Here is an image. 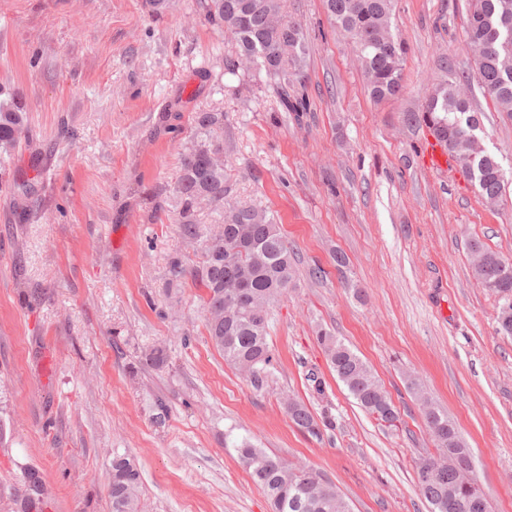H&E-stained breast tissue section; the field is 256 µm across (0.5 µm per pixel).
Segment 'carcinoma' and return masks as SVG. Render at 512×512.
Here are the masks:
<instances>
[{
  "instance_id": "carcinoma-1",
  "label": "carcinoma",
  "mask_w": 512,
  "mask_h": 512,
  "mask_svg": "<svg viewBox=\"0 0 512 512\" xmlns=\"http://www.w3.org/2000/svg\"><path fill=\"white\" fill-rule=\"evenodd\" d=\"M465 5L463 48L474 61L478 84L498 111L512 117V43L503 42L512 32V0H465ZM324 6L331 24L350 34L361 52L371 97L383 101L399 94L407 49L392 31L394 0H324ZM195 11L235 40L236 54L224 58L226 73L238 74L240 59L247 58L254 65L250 73L272 89L281 111L297 119L310 111L304 72L308 37L301 23L286 15L284 0H195ZM467 79L466 71L445 67L444 78L428 92L421 110L406 113L405 120L425 126L482 197L499 198L504 189L500 164L495 155L475 150L481 129L478 112L456 90ZM26 124L22 96L13 90L0 100V154L16 149ZM195 128L199 142L182 155L175 188L178 224L185 238L200 237L198 213L205 204L217 214L218 230L205 236L201 265L190 269L175 254L169 275L176 281L189 275L205 290L210 342L226 364L259 387L273 365L268 342L271 309L293 283L295 253L269 211L228 202L224 113H196ZM468 250L475 278L497 297V332L512 338V264L478 239L469 242ZM317 340L357 404L378 421L395 425L399 413L367 362L327 331H319ZM407 388L421 398L422 417L437 450L417 467L418 487L430 512H491L481 490L459 481L461 472L472 470L473 460L454 422L421 396L416 378H407ZM284 405L298 428L319 432L303 402L289 397ZM233 447L252 481L267 495L272 512H352L340 488L323 473L293 466L247 438ZM111 476L112 512H142L137 462L113 454ZM43 495L40 477L30 471L23 476L21 494L0 498V509L28 512V503Z\"/></svg>"
}]
</instances>
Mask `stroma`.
<instances>
[{
	"instance_id": "stroma-1",
	"label": "stroma",
	"mask_w": 512,
	"mask_h": 512,
	"mask_svg": "<svg viewBox=\"0 0 512 512\" xmlns=\"http://www.w3.org/2000/svg\"><path fill=\"white\" fill-rule=\"evenodd\" d=\"M288 11L310 47L299 120L262 81L225 72L233 43L193 0L159 18L142 0H0V87L29 115L0 162V496L32 469L46 512H111L118 452L140 466L143 512H271L231 444L245 436L322 471L353 512H428L416 465L434 445L412 374L455 422L492 512H512V340L467 250L476 237L512 260V118L471 85L504 171L495 205L458 166H429L428 129L405 121L445 65L469 69L465 2L396 0L404 87L381 102L323 0ZM202 111L226 115L232 201L273 213L297 253L260 388L212 346L204 289L168 275L173 254L203 260L173 206ZM322 329L372 367L397 426L349 395ZM152 346L163 368L146 364ZM288 396L331 426L300 431Z\"/></svg>"
}]
</instances>
